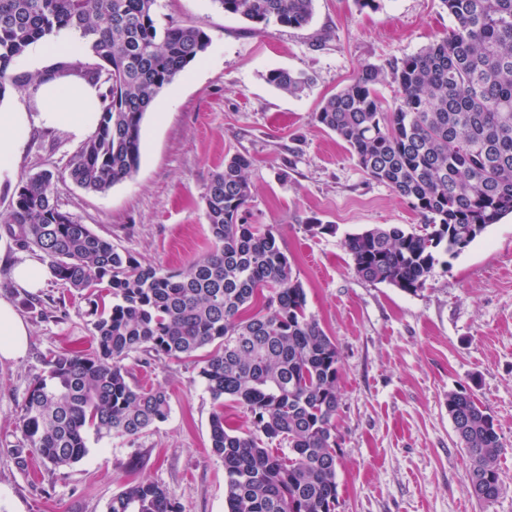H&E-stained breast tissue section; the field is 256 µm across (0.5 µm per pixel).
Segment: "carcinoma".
Listing matches in <instances>:
<instances>
[{"label":"carcinoma","instance_id":"obj_1","mask_svg":"<svg viewBox=\"0 0 512 512\" xmlns=\"http://www.w3.org/2000/svg\"><path fill=\"white\" fill-rule=\"evenodd\" d=\"M158 0H0V101L14 87L77 77L104 88L99 124L67 174L103 193L137 171L141 124L159 93L209 45L199 26L156 25ZM262 30L310 23L314 0H212ZM448 32L418 53L367 64L327 98L315 121L334 132L359 168L417 213L423 232L375 225L345 237L359 276L415 294L435 265L455 258L490 225L512 214V0H440ZM66 32L97 60L58 62L37 76L13 66L37 42ZM266 80L302 94L304 72L272 69ZM397 85L385 104L378 85ZM238 154L214 172L204 195L211 249L179 271L144 265L78 224L54 201L55 172L22 183L0 214L20 250L37 251L77 293L91 317L93 351L51 357L29 388L11 453L52 470L87 453L85 433L136 437L167 419L161 388L130 382L133 354L192 359L216 403L211 452L224 462L225 512H335L339 353L307 313L301 281L272 227L246 224L251 199ZM211 348L205 356L198 352ZM247 407L253 429L224 423V399ZM470 461V490L489 505L503 492V452L493 416L466 390L446 402ZM288 443V453L270 448ZM107 512H179L161 485L139 481Z\"/></svg>","mask_w":512,"mask_h":512}]
</instances>
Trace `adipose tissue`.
Wrapping results in <instances>:
<instances>
[{"label": "adipose tissue", "instance_id": "1", "mask_svg": "<svg viewBox=\"0 0 512 512\" xmlns=\"http://www.w3.org/2000/svg\"><path fill=\"white\" fill-rule=\"evenodd\" d=\"M100 90L83 80L56 79L38 91L39 109L0 111V186L14 179L18 154L32 128L62 130L81 139L100 118ZM29 330L9 302L0 299V359L16 360L27 350Z\"/></svg>", "mask_w": 512, "mask_h": 512}]
</instances>
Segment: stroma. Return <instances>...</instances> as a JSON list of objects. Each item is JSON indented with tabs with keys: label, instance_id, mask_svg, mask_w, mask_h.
Listing matches in <instances>:
<instances>
[{
	"label": "stroma",
	"instance_id": "obj_1",
	"mask_svg": "<svg viewBox=\"0 0 512 512\" xmlns=\"http://www.w3.org/2000/svg\"><path fill=\"white\" fill-rule=\"evenodd\" d=\"M159 25L202 27L206 52L156 98L141 125L137 172L103 193L67 175L80 146L63 131L33 129L16 183L56 172L54 197L73 220L142 263L179 270L210 246L203 196L211 174L248 155V224L272 227L302 282L307 308L340 357L336 414V512H512V215L490 225L425 286L408 294L360 277L346 234L421 220L384 184L368 179L344 143L313 118L366 64L416 54L450 23L440 0H315L309 25L252 24L213 0H159ZM273 68L302 71L301 96L265 80ZM16 249L0 224V299L30 329L26 354L0 361V512H106L131 481L165 487L181 512H224V464L210 452L214 401L192 362L126 361L132 383L163 387L170 415L138 437L87 432L85 457L55 471L19 470L8 453L24 397L55 352L85 353L95 341L86 307L56 279L29 308L10 274L39 259ZM468 390L489 408L503 444L505 489L491 505L471 494L469 459L448 415L449 393ZM141 461L130 469L131 458Z\"/></svg>",
	"mask_w": 512,
	"mask_h": 512
}]
</instances>
